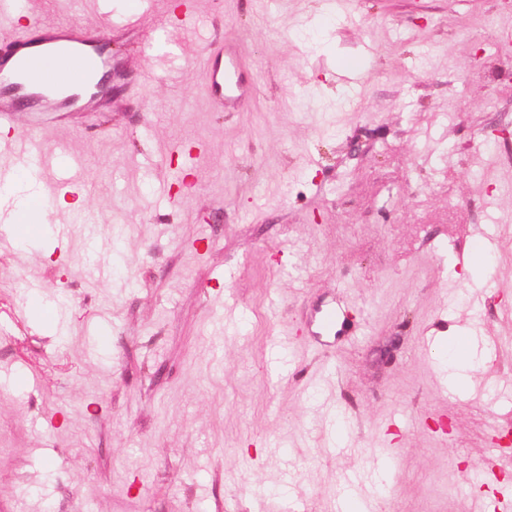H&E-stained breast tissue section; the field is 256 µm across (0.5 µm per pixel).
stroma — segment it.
<instances>
[{
  "mask_svg": "<svg viewBox=\"0 0 512 512\" xmlns=\"http://www.w3.org/2000/svg\"><path fill=\"white\" fill-rule=\"evenodd\" d=\"M152 2L112 33L111 112L14 119L87 187L27 240L0 226V512H341L350 490L493 512L512 493L490 451L512 430V85L488 66L512 68V11L196 0L167 29ZM12 15L108 23L96 0H0L2 41ZM214 36L256 86L231 112L205 90ZM144 69L159 80L129 94ZM326 305L339 335L314 333ZM465 334L459 391L440 350Z\"/></svg>",
  "mask_w": 512,
  "mask_h": 512,
  "instance_id": "35a3bbf8",
  "label": "stroma"
}]
</instances>
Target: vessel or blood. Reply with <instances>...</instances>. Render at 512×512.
Listing matches in <instances>:
<instances>
[{
    "instance_id": "b4317fda",
    "label": "vessel or blood",
    "mask_w": 512,
    "mask_h": 512,
    "mask_svg": "<svg viewBox=\"0 0 512 512\" xmlns=\"http://www.w3.org/2000/svg\"><path fill=\"white\" fill-rule=\"evenodd\" d=\"M206 92L216 110L232 109L250 95L236 58L218 42L202 51ZM113 70L112 34H92L69 23L46 25L28 20L0 46V181L21 170L48 174L44 197L76 195L80 184L57 168V160L36 134L13 133L20 108L34 113L108 112Z\"/></svg>"
}]
</instances>
